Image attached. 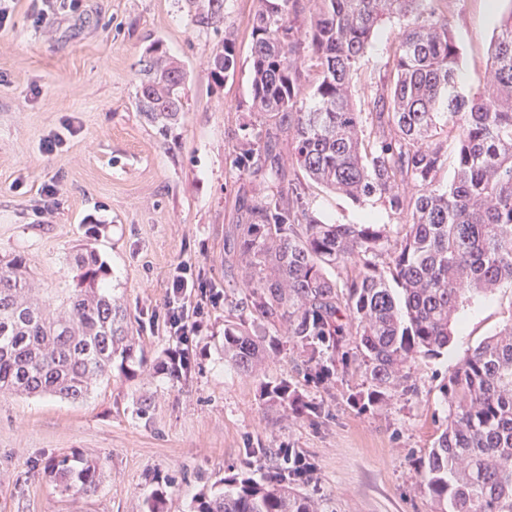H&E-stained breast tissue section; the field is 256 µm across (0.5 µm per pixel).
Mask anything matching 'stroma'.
I'll use <instances>...</instances> for the list:
<instances>
[{
  "mask_svg": "<svg viewBox=\"0 0 512 512\" xmlns=\"http://www.w3.org/2000/svg\"><path fill=\"white\" fill-rule=\"evenodd\" d=\"M256 6L224 0L226 23L214 30L194 25L185 0H0V256L22 257L36 287L57 295L73 285V255L96 250L101 282L134 336L131 374L113 371L82 402L0 395V512H147L160 486L164 512H192L198 494L222 489L225 477L265 479L274 462L260 459L263 448H291L311 463L301 489L316 512H434L420 467L446 426L440 387L512 311V288L472 307L448 350L413 366L417 394L392 393L374 409L349 401L360 376L306 380L288 346L250 375L225 361L224 324L239 320L234 305L248 277L233 246L237 211L268 185L234 165L239 143L263 122L250 96ZM511 11L512 0H457L448 13L463 95L482 88L491 43ZM398 31L383 25L362 57L359 109L369 99L364 85L387 73ZM227 35L238 64L218 85L207 62ZM156 41L187 72L183 117L165 135L135 103L139 61ZM305 188L321 217L397 221L382 200ZM181 266L224 299L202 306L191 371L174 378L165 368L177 347L166 301ZM283 379L313 413L263 404L261 384ZM72 454L99 460L96 493L57 488L48 468Z\"/></svg>",
  "mask_w": 512,
  "mask_h": 512,
  "instance_id": "1",
  "label": "stroma"
}]
</instances>
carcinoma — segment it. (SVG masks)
Returning <instances> with one entry per match:
<instances>
[{
    "label": "carcinoma",
    "mask_w": 512,
    "mask_h": 512,
    "mask_svg": "<svg viewBox=\"0 0 512 512\" xmlns=\"http://www.w3.org/2000/svg\"><path fill=\"white\" fill-rule=\"evenodd\" d=\"M456 0H257L252 21V107L267 127L243 142L242 170H268L277 190L242 206L235 245L251 270L244 284L255 323L283 322L287 342L312 379L347 370L350 349L366 387L350 401L362 410L398 389L415 391L410 366L450 346L460 314L500 288H512V11L502 18L481 91H456L457 47L438 5ZM192 21L224 25V0H188ZM403 22L389 75L373 83L371 110L357 109L353 83L381 26ZM141 66L139 112L168 132L184 112L182 65L153 45ZM235 42L213 52L216 83L235 72ZM313 183L355 202L378 196L398 223L336 224L317 219L302 182L286 179L277 148ZM456 168L437 186L444 145ZM410 183V196L395 192ZM390 255L381 266L376 258ZM74 287L59 304L38 297L30 270L0 258V395L54 394L85 399L110 378L116 356L131 358L122 305L99 284L93 250L72 258ZM346 270L337 281L330 275ZM278 341L245 325H224V360L253 372ZM448 424L421 466V485L437 512H512V311L440 387ZM259 397L297 416L311 411L287 380ZM310 465L263 481L233 475L230 489L200 493L193 512H314L298 489ZM52 477L64 493L90 495L96 459L63 456Z\"/></svg>",
    "instance_id": "cac0c4a2"
}]
</instances>
